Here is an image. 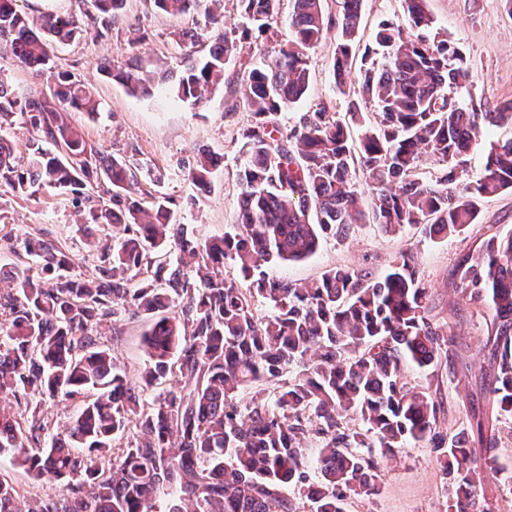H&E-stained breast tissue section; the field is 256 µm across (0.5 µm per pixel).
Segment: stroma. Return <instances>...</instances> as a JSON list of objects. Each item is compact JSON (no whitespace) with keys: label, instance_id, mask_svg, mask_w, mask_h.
I'll return each instance as SVG.
<instances>
[{"label":"stroma","instance_id":"1","mask_svg":"<svg viewBox=\"0 0 512 512\" xmlns=\"http://www.w3.org/2000/svg\"><path fill=\"white\" fill-rule=\"evenodd\" d=\"M428 8L437 39L452 43L469 68L471 81L460 91L461 101L490 109L512 101V13L503 0H428ZM401 17L400 0H363L357 52H368L371 60L382 62L376 28L381 21ZM273 28V37L251 39L248 58L226 66L223 82L209 89L203 106L175 100L163 88L148 96H132L98 70V60L136 66L148 76H176L186 54L203 53L207 40L202 15L173 17L156 9L152 0H127L123 11L112 17L105 36H81L55 46L54 68L81 80L100 104L96 114L69 111L65 119L88 142L130 164L135 174L128 187L132 199L167 197L188 230L222 235L238 222L241 134L254 120L242 101L244 70L259 63L262 53L288 45L289 0H280ZM338 41L339 30L332 26L309 50V89L282 112V126L295 125L304 112L322 102L335 112H346L349 100L357 98V89L345 95L336 89L332 70ZM205 151L218 164L210 188L201 191L189 180L187 165ZM478 209L477 223L458 236L431 239L413 227L391 235L377 225L360 224L344 240H324L311 257L272 268L276 277L304 283L333 268L362 267L380 273L401 251H412L430 292L426 315L447 331L453 355L428 371L405 366L404 380L424 388L440 404L439 423L452 433L468 427L473 413L485 411L483 388L493 377L487 343L492 318L465 304L453 270L486 238L512 232V191L479 200ZM0 228L6 233L0 241V259L11 258L25 239H57L66 246L72 275L81 279L97 275L89 244L99 238L100 229L87 224L69 195L43 186L16 197L2 187ZM147 327L144 316L130 309L98 328L101 345L133 379L147 360L142 342ZM497 436L498 466L485 471L479 495L490 512H512V419L502 418ZM447 508V481L423 442L406 443L383 462L378 494L353 495L345 503L346 512H446Z\"/></svg>","mask_w":512,"mask_h":512}]
</instances>
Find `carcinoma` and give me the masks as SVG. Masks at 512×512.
Instances as JSON below:
<instances>
[{"label":"carcinoma","instance_id":"cac0c4a2","mask_svg":"<svg viewBox=\"0 0 512 512\" xmlns=\"http://www.w3.org/2000/svg\"><path fill=\"white\" fill-rule=\"evenodd\" d=\"M240 2L250 23L241 38L273 29L279 0ZM290 2L291 44L245 73L244 103L256 121L243 133L240 223L221 237L188 234L165 197L149 207L130 200V166L88 144L63 117L99 107L69 73H56L48 94L18 95L0 77V129L19 117L37 134L23 167L0 134V185L17 195L59 189L87 223L119 227L95 242L91 281L74 277L65 251L41 239L24 243L25 257L0 265V280L15 283L0 292V392L61 395L78 406L66 432L53 435L35 409L0 412V456L61 486L30 502L0 477V512H156L162 494L170 497L168 512H300L302 500L311 512H345L348 495L379 491V458L410 439L427 442L449 478L448 512H487L478 488L495 464L497 423L512 416V232L491 236L454 270L462 300L487 309L494 326L492 413L477 420L476 442L466 431L440 430L436 401L403 381L404 365L427 370L448 346L426 317L429 291L411 254L400 253L379 275L335 268L300 284L268 268L312 255L324 237L343 240L368 219L391 234L407 226L431 238L465 233L477 221L478 199L512 190V139L490 146L480 178L458 175L480 126L512 125V102L493 110L459 103L455 93L470 72L455 46L428 35L434 21L426 0H400L408 25L386 21L376 33L384 64L353 71L362 0H340L336 89L344 94L357 81L379 123L367 126L352 100L341 117L321 103L284 130L277 116L306 94L307 51L331 25L325 0ZM201 3L153 0L173 16ZM125 4L86 0L74 13L34 17L18 0H0V48L40 76L50 69L54 41L90 29L103 35ZM204 26L208 54L189 60L167 86L193 106L224 79L237 50L208 7ZM97 67L131 95L149 93L138 70L107 60ZM352 125L363 130L356 149ZM427 160L437 163L431 179L420 173ZM214 167L203 154L188 176L205 189ZM357 167L367 195L353 179ZM34 263L48 278L30 274ZM260 298L271 314L258 315ZM122 307L148 319V366L138 383L95 335ZM170 376L182 385L143 403ZM123 435L132 440L114 456L112 442Z\"/></svg>","mask_w":512,"mask_h":512}]
</instances>
